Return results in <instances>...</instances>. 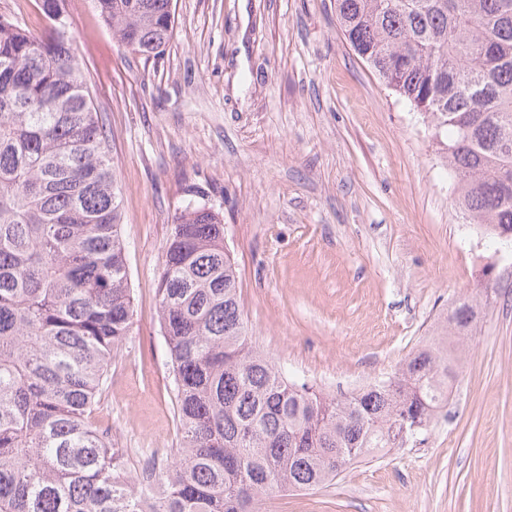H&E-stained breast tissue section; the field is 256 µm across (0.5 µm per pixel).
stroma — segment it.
<instances>
[{
  "label": "stroma",
  "instance_id": "35a3bbf8",
  "mask_svg": "<svg viewBox=\"0 0 512 512\" xmlns=\"http://www.w3.org/2000/svg\"><path fill=\"white\" fill-rule=\"evenodd\" d=\"M161 53L69 0L75 53L109 134L133 329L97 426L139 470L177 427L156 289L188 202L220 211L252 341L295 381L345 398L392 376L484 280L453 399L423 442L265 512H512V250L477 235L423 116L359 58L336 0H173Z\"/></svg>",
  "mask_w": 512,
  "mask_h": 512
}]
</instances>
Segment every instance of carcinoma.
I'll return each instance as SVG.
<instances>
[{
    "label": "carcinoma",
    "mask_w": 512,
    "mask_h": 512,
    "mask_svg": "<svg viewBox=\"0 0 512 512\" xmlns=\"http://www.w3.org/2000/svg\"><path fill=\"white\" fill-rule=\"evenodd\" d=\"M39 38L0 15V512H263L426 430L453 397L478 296L394 376L344 399L288 380L248 342L220 213L188 203L166 243L158 316L178 448L127 471L94 421L133 297L108 134L67 35L42 0ZM112 38L149 57L173 0H94ZM355 53L430 117L470 224L512 244V0H336Z\"/></svg>",
    "instance_id": "cac0c4a2"
}]
</instances>
